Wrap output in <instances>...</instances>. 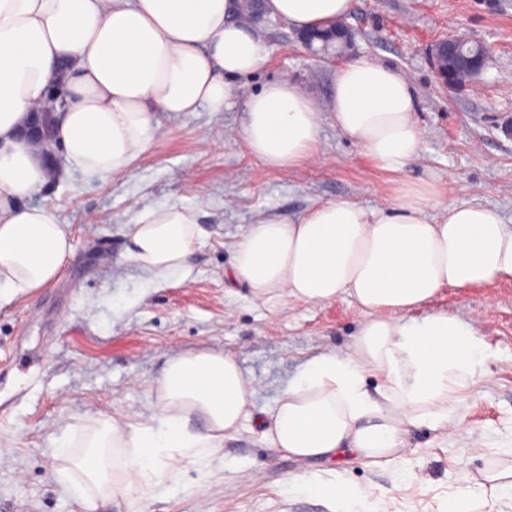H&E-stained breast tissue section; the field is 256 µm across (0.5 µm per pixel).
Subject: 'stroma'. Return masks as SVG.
<instances>
[{
    "mask_svg": "<svg viewBox=\"0 0 512 512\" xmlns=\"http://www.w3.org/2000/svg\"><path fill=\"white\" fill-rule=\"evenodd\" d=\"M347 22L354 56L388 63L415 86L424 138L412 176L439 181L445 202L490 203L511 217L512 137L502 135L499 119L512 114V0H353ZM260 26L269 61L245 78L247 90L287 78L325 104L337 62L311 58L281 20ZM454 34L492 49L485 72L463 89L443 88L426 53ZM243 120L238 101L221 112L157 113L155 143L130 176L75 173L42 196L67 224L73 253L49 285L0 300V512H87L75 490L82 476L60 457L61 441L78 455L112 415L152 413L167 363L201 351L233 354L256 383L253 420L225 441L223 462L188 469L170 498L102 492L95 512H326L289 493L286 480L331 462L270 448L255 419L275 407L308 360L348 352L362 316L346 300L263 305L224 273L250 224L329 201L378 207L399 177L366 157L326 112L317 160L290 173L270 169L249 153ZM161 204L200 215L202 239L183 281L154 282L126 255L129 224ZM428 309L475 320L488 349L486 373L454 408L459 435L412 430L416 494L398 492L392 469L340 463L350 481L374 487L389 512H448L449 492L512 466L504 451L512 441V282L446 288ZM473 435L484 439V451L470 448Z\"/></svg>",
    "mask_w": 512,
    "mask_h": 512,
    "instance_id": "stroma-1",
    "label": "stroma"
}]
</instances>
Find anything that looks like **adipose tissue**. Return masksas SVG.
<instances>
[{
	"label": "adipose tissue",
	"instance_id": "1",
	"mask_svg": "<svg viewBox=\"0 0 512 512\" xmlns=\"http://www.w3.org/2000/svg\"><path fill=\"white\" fill-rule=\"evenodd\" d=\"M353 0H263L265 16L302 32L347 18ZM241 0H0V295L55 280L72 251L70 232L33 199L70 172L129 176L156 138L158 112H220L243 96L242 130L266 166L290 172L318 150L322 110L307 91L275 81L243 95L268 48L241 20ZM62 89L49 168L21 138L31 112ZM327 110L337 130L399 177L393 200L370 209L351 201L317 205L298 217H269L234 245L231 275L254 301L313 305L348 298L363 315L351 350L310 360L260 425L273 448L299 459L353 457L402 467L412 429L452 435L455 395L483 373L486 347L473 322L443 311L412 320L442 288L512 281V219L489 204H442L435 179L415 178L423 130L412 81L360 57L333 78ZM441 208L440 218L429 215ZM129 258L159 282L185 278L201 240L195 208L146 210L128 230ZM381 382L378 395L366 376ZM147 416L118 414L87 442L74 465L86 485L113 494L174 489L190 468L224 454V441L250 415L257 392L237 359L200 352L173 358ZM124 449L121 461L108 449ZM118 480H111L113 470ZM489 496L448 495V512H512V469L492 475ZM291 492L328 512H380L373 488L339 474H296Z\"/></svg>",
	"mask_w": 512,
	"mask_h": 512
}]
</instances>
